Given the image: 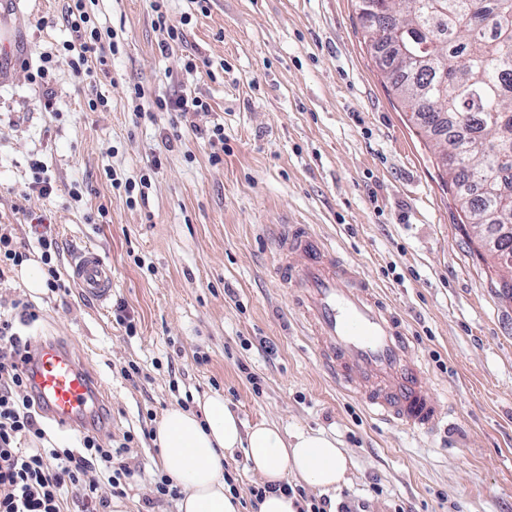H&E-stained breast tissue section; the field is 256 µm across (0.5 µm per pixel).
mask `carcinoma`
<instances>
[{
  "mask_svg": "<svg viewBox=\"0 0 512 512\" xmlns=\"http://www.w3.org/2000/svg\"><path fill=\"white\" fill-rule=\"evenodd\" d=\"M376 62L421 116L465 223L512 256V0H357Z\"/></svg>",
  "mask_w": 512,
  "mask_h": 512,
  "instance_id": "1",
  "label": "carcinoma"
}]
</instances>
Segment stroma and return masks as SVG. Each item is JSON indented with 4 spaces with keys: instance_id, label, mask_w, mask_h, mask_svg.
<instances>
[{
    "instance_id": "stroma-1",
    "label": "stroma",
    "mask_w": 512,
    "mask_h": 512,
    "mask_svg": "<svg viewBox=\"0 0 512 512\" xmlns=\"http://www.w3.org/2000/svg\"><path fill=\"white\" fill-rule=\"evenodd\" d=\"M356 0H168L190 16L186 40L161 53L149 0H91L96 25L120 51L95 82L54 66L51 110L27 79L41 52L72 39L64 0H0L16 45L0 66V225L33 246L41 218L63 260L87 247L112 266V301L78 288L31 291L19 269L0 275V307L31 304L21 339L67 346L99 380L101 415L88 424L112 446L146 429L128 453L143 476L112 512H178V499L148 507L167 467L150 436L170 408L196 409L223 394L248 424L322 432L348 458L345 483L306 488L307 499L362 503L366 512H512L511 272L481 247L442 182L434 149L389 91L359 29ZM57 16L54 27L41 17ZM187 54L211 75L189 74ZM146 97L195 87L211 105L195 127L167 112H137ZM107 99L93 112L90 98ZM224 127L213 161L196 127ZM40 160L54 191L23 199ZM147 181L127 205L115 181ZM79 197H71V188ZM309 224L358 265L407 322L431 386L452 407L432 435L389 428L323 375L274 274L270 231ZM125 304L135 326L118 324ZM138 362L146 378L121 375Z\"/></svg>"
}]
</instances>
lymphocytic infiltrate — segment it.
<instances>
[{"mask_svg": "<svg viewBox=\"0 0 512 512\" xmlns=\"http://www.w3.org/2000/svg\"><path fill=\"white\" fill-rule=\"evenodd\" d=\"M65 20L75 38L64 42L63 54L41 53L39 79L48 78L56 59L77 77H93L95 65H106L119 51L115 34L95 25L87 0H66ZM35 317L27 304L15 314L0 312V512H70L73 498L81 500L82 512H107L100 483L121 496L135 471L122 449L104 447L93 431H84L76 448H59L48 439L26 370L29 346L14 329L15 320Z\"/></svg>", "mask_w": 512, "mask_h": 512, "instance_id": "f902f5d3", "label": "lymphocytic infiltrate"}]
</instances>
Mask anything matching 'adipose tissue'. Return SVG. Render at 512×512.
<instances>
[{"label":"adipose tissue","mask_w":512,"mask_h":512,"mask_svg":"<svg viewBox=\"0 0 512 512\" xmlns=\"http://www.w3.org/2000/svg\"><path fill=\"white\" fill-rule=\"evenodd\" d=\"M154 440L174 483L185 490L179 512H240L238 497L224 482V453L232 448H245L249 468L273 486L259 512H296L295 497L280 489L288 476L329 489L344 481L348 469L334 438L320 432L290 435L266 421L244 427L218 393L200 400L197 410H168Z\"/></svg>","instance_id":"1"}]
</instances>
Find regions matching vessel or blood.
Wrapping results in <instances>:
<instances>
[{"label":"vessel or blood","instance_id":"vessel-or-blood-1","mask_svg":"<svg viewBox=\"0 0 512 512\" xmlns=\"http://www.w3.org/2000/svg\"><path fill=\"white\" fill-rule=\"evenodd\" d=\"M275 273L293 289L311 350L339 387L377 419L427 434L447 410L427 386L425 365L401 316L358 267L306 224H289L274 241ZM72 274L83 294L108 303L112 268L94 249L79 253ZM33 389L45 413L63 427L87 417L96 383L70 349L52 341L31 347Z\"/></svg>","mask_w":512,"mask_h":512}]
</instances>
